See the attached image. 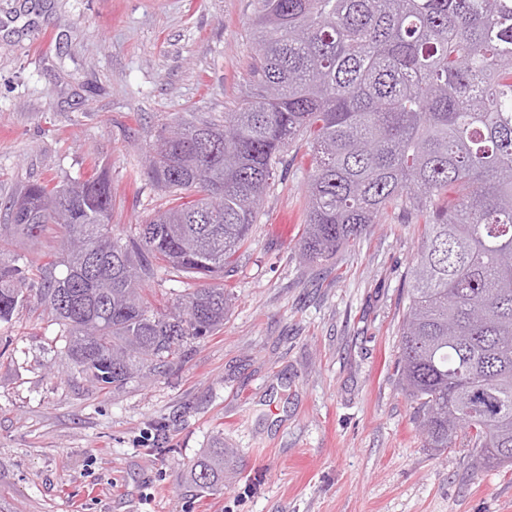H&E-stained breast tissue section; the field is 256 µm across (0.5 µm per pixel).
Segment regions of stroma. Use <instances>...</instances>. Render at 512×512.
Here are the masks:
<instances>
[{
	"label": "stroma",
	"mask_w": 512,
	"mask_h": 512,
	"mask_svg": "<svg viewBox=\"0 0 512 512\" xmlns=\"http://www.w3.org/2000/svg\"><path fill=\"white\" fill-rule=\"evenodd\" d=\"M257 0H0V224L27 183L106 168L124 238L167 203L162 125L251 90ZM311 174L296 142L224 282L223 329L184 362L99 391L30 299L0 323V512H512V467L426 445L394 361L422 227L382 216L298 257ZM172 452L158 454V434ZM228 450L224 488L191 464Z\"/></svg>",
	"instance_id": "stroma-1"
}]
</instances>
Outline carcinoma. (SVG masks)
Instances as JSON below:
<instances>
[{
  "label": "carcinoma",
  "mask_w": 512,
  "mask_h": 512,
  "mask_svg": "<svg viewBox=\"0 0 512 512\" xmlns=\"http://www.w3.org/2000/svg\"><path fill=\"white\" fill-rule=\"evenodd\" d=\"M249 82L221 122L163 129L147 174L168 196L112 237L104 169L23 187L0 224V322L37 291L100 390L182 361L224 325V268L295 141L312 151L299 256L328 260L392 211L423 225L398 328L401 391L428 447L512 466V0H258ZM55 230L47 261L9 253ZM198 281L172 308L159 270ZM224 484V449L191 466ZM182 282L169 280V277L160 273L153 280L145 285L146 294L154 301V305L163 308V306H170L175 302L179 295L184 294L187 288H194L191 279H178ZM154 297V298H153Z\"/></svg>",
  "instance_id": "1"
}]
</instances>
